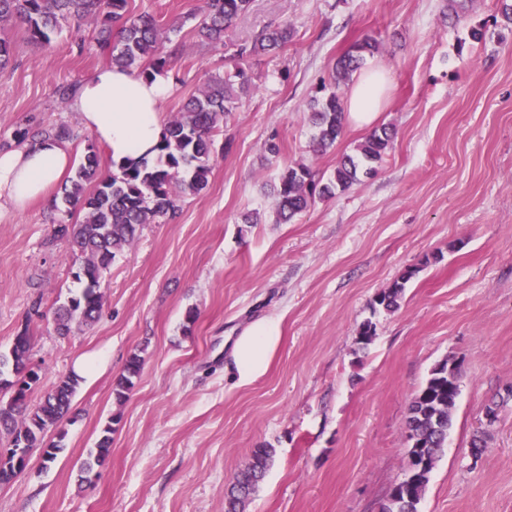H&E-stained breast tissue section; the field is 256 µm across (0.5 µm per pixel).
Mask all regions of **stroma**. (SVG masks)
Masks as SVG:
<instances>
[{
    "instance_id": "stroma-1",
    "label": "stroma",
    "mask_w": 512,
    "mask_h": 512,
    "mask_svg": "<svg viewBox=\"0 0 512 512\" xmlns=\"http://www.w3.org/2000/svg\"><path fill=\"white\" fill-rule=\"evenodd\" d=\"M202 4L129 0L134 14L179 24L187 46L170 56L164 119L232 69L237 45L285 23L294 36L252 66L253 90L220 134L231 149L215 152L206 189L183 197L174 221L146 225L104 272L97 323L54 331L55 309L83 285L53 229L81 223V207L57 190L51 203L0 210V351L29 324L41 368L30 403L90 363L55 462L32 454L0 485V512H224L256 448L273 460L246 512H380L405 473L408 405L445 359L460 362L461 391L418 510L512 512V398L503 396L512 385V26L496 0H465L459 13L448 0H251L215 46L195 35ZM95 27L65 23L41 46L20 22L0 23L14 51L0 72V148L24 129L66 124L80 164L94 138L59 89L108 64ZM475 27L485 33L478 43ZM365 36L381 43L366 66L386 75L375 123L394 127L393 147L374 177L276 223L269 186L285 164L330 173L365 135L349 124L327 153L309 149V102ZM252 213L256 223H243ZM410 268L399 308L374 311ZM35 302L42 316L31 320ZM262 318L280 320L282 334L266 370L243 382L234 344ZM368 320L375 335L363 347ZM137 351L140 377L116 404L113 383ZM494 400L498 421L471 461L470 439ZM115 414L110 458L100 478L82 482L81 464Z\"/></svg>"
}]
</instances>
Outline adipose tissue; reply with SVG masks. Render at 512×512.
Returning a JSON list of instances; mask_svg holds the SVG:
<instances>
[{
	"mask_svg": "<svg viewBox=\"0 0 512 512\" xmlns=\"http://www.w3.org/2000/svg\"><path fill=\"white\" fill-rule=\"evenodd\" d=\"M384 77L374 69L362 71L347 100L351 122L370 126L381 106ZM172 86L164 74L142 76L108 66L83 81L71 101L84 129L105 148L112 165L120 167L154 160L165 121L160 111ZM69 142L36 138L0 152V208L24 211L34 200H50L55 185L69 170ZM281 335L275 319L258 320L243 330L232 354L241 378L266 368Z\"/></svg>",
	"mask_w": 512,
	"mask_h": 512,
	"instance_id": "ef3b65f1",
	"label": "adipose tissue"
}]
</instances>
